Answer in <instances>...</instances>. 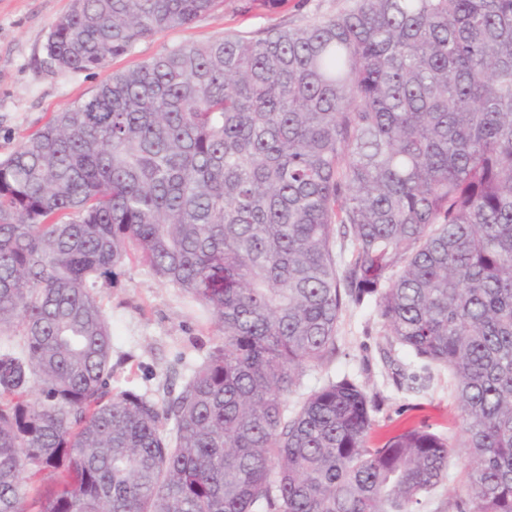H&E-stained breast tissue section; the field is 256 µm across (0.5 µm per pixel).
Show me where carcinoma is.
<instances>
[{"label":"carcinoma","mask_w":512,"mask_h":512,"mask_svg":"<svg viewBox=\"0 0 512 512\" xmlns=\"http://www.w3.org/2000/svg\"><path fill=\"white\" fill-rule=\"evenodd\" d=\"M226 0H73L46 44L91 71ZM136 259L208 312L180 390L111 386L99 286ZM453 373L458 445L370 444L329 381L349 305ZM0 512H512V0H353L165 45L0 160ZM466 472L454 456L448 466V480L424 502L421 512H454L453 503L464 495Z\"/></svg>","instance_id":"cac0c4a2"}]
</instances>
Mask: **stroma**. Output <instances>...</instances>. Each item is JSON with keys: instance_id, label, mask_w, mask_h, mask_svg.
<instances>
[{"instance_id": "stroma-1", "label": "stroma", "mask_w": 512, "mask_h": 512, "mask_svg": "<svg viewBox=\"0 0 512 512\" xmlns=\"http://www.w3.org/2000/svg\"><path fill=\"white\" fill-rule=\"evenodd\" d=\"M351 0H288L277 10L239 14L221 7L193 24L139 41L131 55L94 71H64L50 65L46 42L52 24L72 0H0V159L22 145L52 114L87 97L110 72L155 56L163 46L192 44L235 31L302 25L341 12ZM112 323V355L124 358L115 371L117 388L155 392L181 386L217 334L186 294L162 283L143 265L126 266L118 283L100 288ZM338 352L328 364L305 370L288 396L296 405L327 380L350 377L376 399L374 430L384 433L406 422L425 423L455 444L461 438L455 380L447 367L415 359L390 344L373 306L346 308L338 323Z\"/></svg>"}]
</instances>
